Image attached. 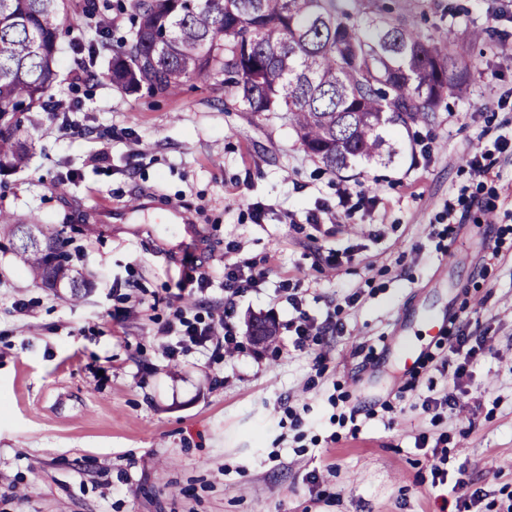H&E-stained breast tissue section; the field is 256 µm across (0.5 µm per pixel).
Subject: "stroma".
Here are the masks:
<instances>
[{
    "mask_svg": "<svg viewBox=\"0 0 512 512\" xmlns=\"http://www.w3.org/2000/svg\"><path fill=\"white\" fill-rule=\"evenodd\" d=\"M375 4L424 36L455 24L477 73L428 125L392 133L391 160L342 171L215 81L127 92L108 48L95 81L74 80L69 43L87 32L64 24L53 93L79 109L43 115L26 166L0 175V210L59 230L89 285L75 299L33 280L19 238L0 233V512H458L436 465L466 469L469 512L512 504V150L488 179L467 163L512 137V0ZM474 27L498 49L473 44ZM144 195L148 208L113 220ZM166 203L190 223L163 231ZM189 254L213 270L218 306L225 265L265 273L238 298L239 347L221 359L164 354L160 327L208 315L183 290ZM293 294L343 334L294 349ZM451 311L486 338L458 382L451 335L425 339ZM255 317L276 335L253 341ZM399 329L428 344L408 367L387 351ZM449 394L459 408L426 407Z\"/></svg>",
    "mask_w": 512,
    "mask_h": 512,
    "instance_id": "stroma-1",
    "label": "stroma"
}]
</instances>
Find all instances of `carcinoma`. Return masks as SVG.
Instances as JSON below:
<instances>
[{
    "label": "carcinoma",
    "instance_id": "cac0c4a2",
    "mask_svg": "<svg viewBox=\"0 0 512 512\" xmlns=\"http://www.w3.org/2000/svg\"><path fill=\"white\" fill-rule=\"evenodd\" d=\"M71 0H0V173L26 165L23 137L45 112L64 111L57 82L61 21ZM127 17L128 38L112 49V84L162 93L192 77L224 85L248 112H273L330 170L392 156L383 129L426 125L448 94L465 89L471 66L453 51L455 33L424 37L364 0H83L77 13L95 32L71 45L86 80L111 36L104 11ZM19 254L34 279L86 287L71 274L57 232L34 217L22 227Z\"/></svg>",
    "mask_w": 512,
    "mask_h": 512
}]
</instances>
